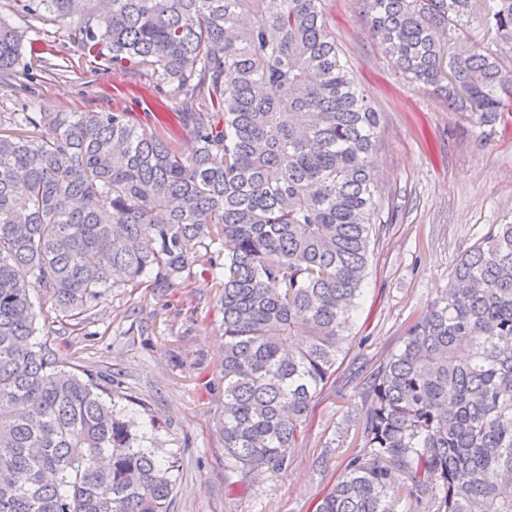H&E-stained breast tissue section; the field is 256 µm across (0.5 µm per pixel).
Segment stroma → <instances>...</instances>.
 Wrapping results in <instances>:
<instances>
[{
	"label": "stroma",
	"mask_w": 512,
	"mask_h": 512,
	"mask_svg": "<svg viewBox=\"0 0 512 512\" xmlns=\"http://www.w3.org/2000/svg\"><path fill=\"white\" fill-rule=\"evenodd\" d=\"M329 29L361 88L381 116L371 155L391 223L374 240L354 343L315 399L286 470L243 473L230 467L216 423L223 390V314L208 263L186 268L158 288L118 285L79 326L56 316L35 294L36 342L56 359L118 382L129 415L159 457L178 454L170 512H316L347 452L341 418L356 391L398 346L415 309L444 295L458 256L489 225L512 222V122L483 123L451 108L443 92L407 83L372 37L360 0H324ZM62 21L34 20L26 42L60 65L0 83L1 112H126L174 108L149 72L133 75L100 61L86 66Z\"/></svg>",
	"instance_id": "obj_1"
}]
</instances>
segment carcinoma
Masks as SVG:
<instances>
[{"mask_svg":"<svg viewBox=\"0 0 512 512\" xmlns=\"http://www.w3.org/2000/svg\"><path fill=\"white\" fill-rule=\"evenodd\" d=\"M71 19L87 62L146 69L181 108L184 157L127 112L0 113V512H170L177 461L142 445L119 386L37 348L38 289L80 321L120 283L157 286L224 252L219 431L238 469L280 470L353 342L384 205L380 114L323 0H14ZM411 83L483 121L512 116V0H363ZM491 39L445 46L476 18ZM23 32L0 17V76ZM413 313L345 415L356 450L318 512H512V224Z\"/></svg>","mask_w":512,"mask_h":512,"instance_id":"carcinoma-1","label":"carcinoma"}]
</instances>
